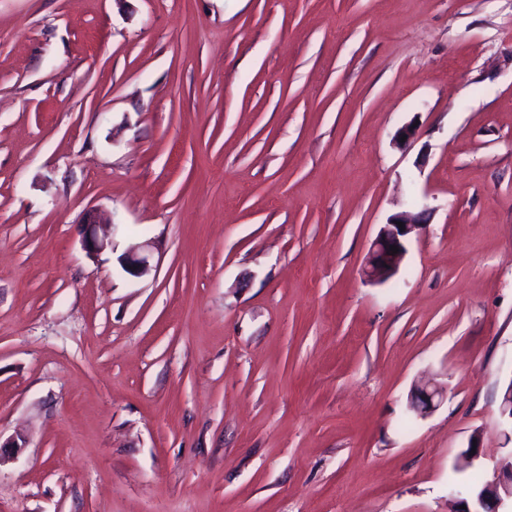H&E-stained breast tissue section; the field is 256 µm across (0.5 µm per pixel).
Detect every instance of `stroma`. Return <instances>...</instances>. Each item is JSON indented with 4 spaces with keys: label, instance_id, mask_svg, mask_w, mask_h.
<instances>
[{
    "label": "stroma",
    "instance_id": "35a3bbf8",
    "mask_svg": "<svg viewBox=\"0 0 512 512\" xmlns=\"http://www.w3.org/2000/svg\"><path fill=\"white\" fill-rule=\"evenodd\" d=\"M511 381L512 0H0V512H457ZM425 212L397 213L382 227L371 245L364 271L369 281L382 283L389 274H396L406 252V242L422 228ZM398 222H403L404 230H401ZM390 246H397L398 253L392 254ZM83 249L89 256H97L113 245V234L117 224H109L112 226V241L107 235H100L101 225L103 224L100 217L94 212H88L83 221ZM151 247L152 241H145L123 253L120 257L123 271L132 278H141L148 274L151 269ZM443 398V392L439 387L424 385L417 388V393L411 397L409 408L417 416L423 417L437 407V403Z\"/></svg>",
    "mask_w": 512,
    "mask_h": 512
}]
</instances>
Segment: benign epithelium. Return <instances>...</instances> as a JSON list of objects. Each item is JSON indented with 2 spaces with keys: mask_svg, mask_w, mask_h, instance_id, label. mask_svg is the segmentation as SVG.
I'll return each mask as SVG.
<instances>
[{
  "mask_svg": "<svg viewBox=\"0 0 512 512\" xmlns=\"http://www.w3.org/2000/svg\"><path fill=\"white\" fill-rule=\"evenodd\" d=\"M425 212H400L393 215L389 222L380 230L371 245L367 265L364 271L366 278L375 283L386 280L387 276L398 271L406 252V242L422 228ZM102 222L94 213L86 214L83 221V249L90 256H97L113 245L108 236L100 235ZM398 247V253L390 251V247ZM152 242L145 241L129 249L120 257L123 271L132 278H141L149 273L150 249ZM443 398L438 387L424 385L417 388L411 397L409 408L416 415L423 417L437 407ZM512 501V457L504 458L496 465L493 478L476 492L471 501H464L465 509L461 512H500L505 501Z\"/></svg>",
  "mask_w": 512,
  "mask_h": 512,
  "instance_id": "1",
  "label": "benign epithelium"
}]
</instances>
